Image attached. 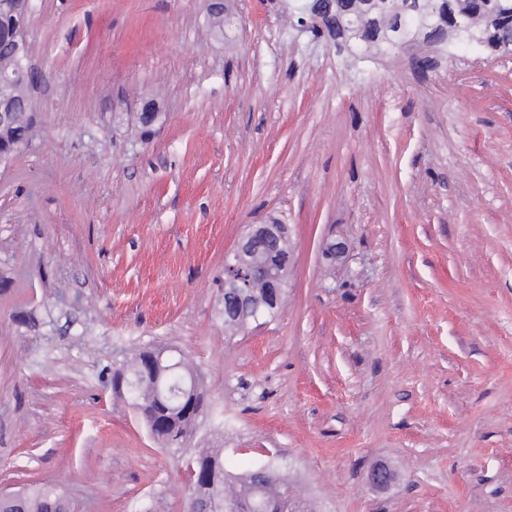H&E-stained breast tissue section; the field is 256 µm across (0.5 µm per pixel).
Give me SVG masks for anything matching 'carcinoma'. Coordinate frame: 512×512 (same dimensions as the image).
I'll return each instance as SVG.
<instances>
[{
	"mask_svg": "<svg viewBox=\"0 0 512 512\" xmlns=\"http://www.w3.org/2000/svg\"><path fill=\"white\" fill-rule=\"evenodd\" d=\"M331 21L341 36V25L358 21L365 28L364 42L378 40L409 50L422 39L443 49L454 24L463 15L472 18L469 37L493 50L512 51V0H334ZM32 134V124L0 127V146L17 144L18 131ZM289 254L283 239L265 250L261 259L276 268ZM127 375L135 392L134 406L156 442L186 456L189 479V512H200L215 501H224L223 512H312L288 477L274 461L239 473L224 466L221 448H192L190 440L208 401L197 370L181 349L153 345L133 353L112 374V380ZM0 512H75L71 499L45 483L25 490L23 498L0 502Z\"/></svg>",
	"mask_w": 512,
	"mask_h": 512,
	"instance_id": "obj_1",
	"label": "carcinoma"
}]
</instances>
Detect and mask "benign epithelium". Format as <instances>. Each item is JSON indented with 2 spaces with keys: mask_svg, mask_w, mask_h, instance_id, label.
Returning a JSON list of instances; mask_svg holds the SVG:
<instances>
[{
  "mask_svg": "<svg viewBox=\"0 0 512 512\" xmlns=\"http://www.w3.org/2000/svg\"><path fill=\"white\" fill-rule=\"evenodd\" d=\"M32 11L31 0H0V12L13 16L14 26L0 35L10 37L16 46L14 61L0 66V122L16 113L33 115L35 112L34 90L47 75L33 66L30 60L28 24ZM289 234L286 224H272L265 219L250 224L235 248L224 259V298L234 304V312L244 323L260 322V313L269 298H278L287 285L291 260L280 263L275 270L264 268L257 259L259 248L279 241ZM266 282L267 295L262 300L253 295L257 281Z\"/></svg>",
  "mask_w": 512,
  "mask_h": 512,
  "instance_id": "1",
  "label": "benign epithelium"
}]
</instances>
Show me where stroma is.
Here are the masks:
<instances>
[{
	"label": "stroma",
	"instance_id": "35a3bbf8",
	"mask_svg": "<svg viewBox=\"0 0 512 512\" xmlns=\"http://www.w3.org/2000/svg\"><path fill=\"white\" fill-rule=\"evenodd\" d=\"M228 7L220 36L204 0H33L37 136L0 163V489L188 512L181 458L110 383L172 344L229 470L275 459L314 512H512V52L421 70L286 0ZM271 214L287 304L225 338L224 256Z\"/></svg>",
	"mask_w": 512,
	"mask_h": 512
}]
</instances>
